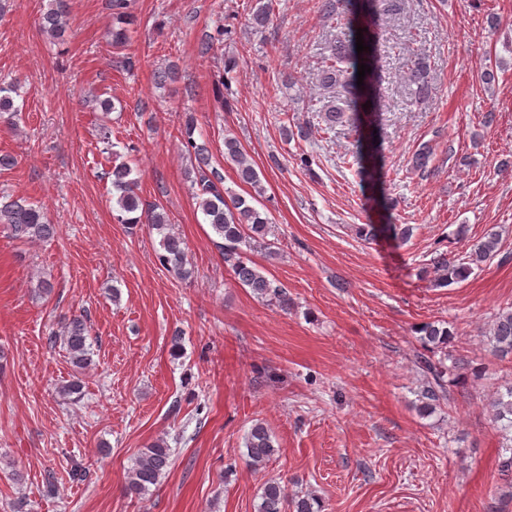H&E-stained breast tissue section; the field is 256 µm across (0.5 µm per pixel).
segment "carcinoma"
<instances>
[{
	"label": "carcinoma",
	"instance_id": "cac0c4a2",
	"mask_svg": "<svg viewBox=\"0 0 512 512\" xmlns=\"http://www.w3.org/2000/svg\"><path fill=\"white\" fill-rule=\"evenodd\" d=\"M400 0H322V12L332 17H349V33H340L329 41V54L323 58L322 75L324 86L330 89L333 105L329 106L323 119L329 127L347 124L357 136L358 151L355 161L361 175L371 179L373 170L383 168L381 142L374 137L381 136V113L379 112L380 91L383 82L379 42L374 26L381 13L390 14L399 7ZM69 14L68 0H51L49 9L43 16V28L52 36L64 33ZM252 21L257 29L265 28L270 21V7L264 0H256L252 12ZM363 30L364 44L371 46L362 54L356 51L357 30ZM366 64L371 72L366 74L362 86H357L359 65ZM429 64L422 58L417 59L409 73L410 95L414 101L424 100L429 94ZM196 125L189 117L183 125L182 135L185 145L193 150L196 160L194 183L199 187L198 208L215 236L223 240L224 263L231 269L235 280L258 298L275 302L288 308V296L285 289L274 284L253 262L247 252L267 246L269 233L268 214L257 209L245 197L234 194L222 186L223 175L211 166L209 153L205 145L194 138ZM224 159L235 166L240 182L250 186L255 195L263 193L260 175L248 160L239 140L233 136H224ZM112 197L117 206V219L122 224H146L160 236L156 260L161 267L174 275L185 278L186 245L182 237L173 231L167 213L156 206L146 205L139 192L137 181L132 178V167L126 162L112 166ZM0 224L6 226L17 238L52 239L57 234L55 225L48 222L44 212L31 203L9 201L0 205ZM379 231L390 233L394 237H407L410 229L396 224L377 226L367 224L360 228L359 234L371 238ZM498 235L491 232L479 242L471 253V263L477 265L490 258L497 250ZM436 265L446 271V279H459L470 271L469 266H457L441 257ZM422 350L416 352L413 366L422 377L420 389L422 414H431L436 408L446 405L448 410L456 408L455 398L447 387L446 370L442 360H434L435 354L448 347L451 336L448 327L437 323H426L417 328ZM52 344L60 343L67 351L71 362L83 369L91 362V343L87 322L82 316H73L64 321L62 333L49 337ZM488 344L492 350L502 356L512 355V309L497 314L489 333ZM494 421L502 434L505 445L499 457L500 471L512 472V386L506 393L498 394L493 402ZM248 463L254 467L266 465L277 453L267 428L256 423L245 438ZM170 448L159 439L143 449L135 458L128 471L129 493L146 495L151 488L160 484L170 462ZM261 502L257 512H322V502L313 491L288 492V486L279 481H270L264 485L260 494Z\"/></svg>",
	"mask_w": 512,
	"mask_h": 512
}]
</instances>
